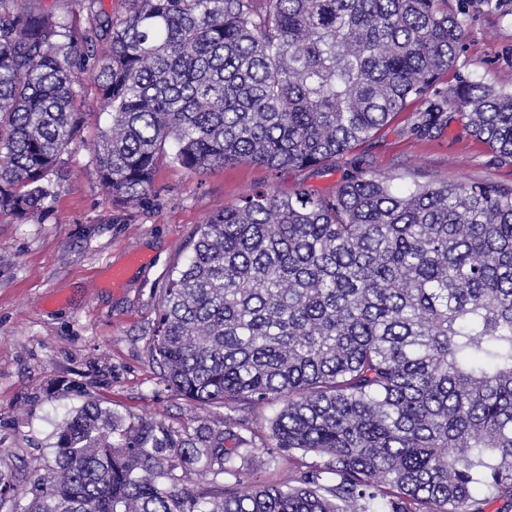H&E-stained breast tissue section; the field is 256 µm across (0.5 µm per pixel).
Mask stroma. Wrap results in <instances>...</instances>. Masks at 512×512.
Wrapping results in <instances>:
<instances>
[{
    "instance_id": "35a3bbf8",
    "label": "stroma",
    "mask_w": 512,
    "mask_h": 512,
    "mask_svg": "<svg viewBox=\"0 0 512 512\" xmlns=\"http://www.w3.org/2000/svg\"><path fill=\"white\" fill-rule=\"evenodd\" d=\"M466 31L448 81L463 77L512 84V0H450ZM83 123L63 154L43 208L18 217L0 210V448L14 467L33 470L50 453L67 409L92 399L121 415L163 422L175 431L207 418H247L256 447L247 481L268 485L299 477L309 455L272 461L274 407L243 403L201 407L177 396L155 362L152 330L159 291L188 254L198 227L219 207L268 186L290 195L302 185L334 192L363 173L404 191L427 182L512 185V162L474 139L457 113L432 137L411 135L410 104L375 137L319 171L272 172L254 163L190 173L170 164L136 207L113 206L99 186L90 145L110 121L90 79L81 82Z\"/></svg>"
}]
</instances>
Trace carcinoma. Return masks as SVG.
<instances>
[{"label": "carcinoma", "instance_id": "obj_1", "mask_svg": "<svg viewBox=\"0 0 512 512\" xmlns=\"http://www.w3.org/2000/svg\"><path fill=\"white\" fill-rule=\"evenodd\" d=\"M0 0V209L25 216L76 139L83 77L110 125L93 146L119 207L164 160L319 168L415 102L455 111L512 158V92L458 78L448 0ZM161 288L154 350L190 402L280 410L275 450L322 459L294 484L236 483L255 448L202 421L179 433L89 400L41 472L0 468V512H512V188L354 175L332 194L263 189L196 229ZM211 476L188 491L181 474ZM483 488L490 496L477 498Z\"/></svg>", "mask_w": 512, "mask_h": 512}]
</instances>
